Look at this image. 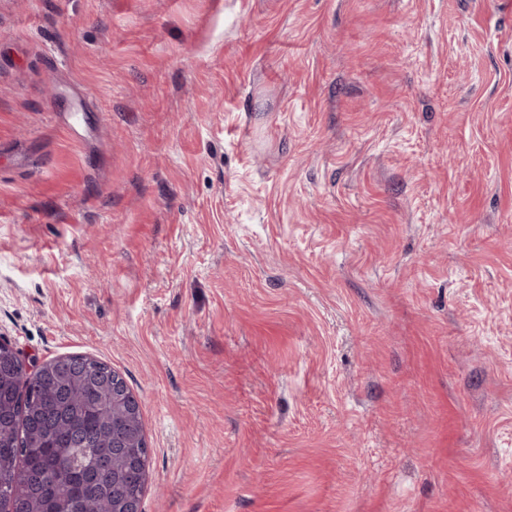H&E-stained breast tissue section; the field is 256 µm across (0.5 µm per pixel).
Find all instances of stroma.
I'll list each match as a JSON object with an SVG mask.
<instances>
[{
    "mask_svg": "<svg viewBox=\"0 0 512 512\" xmlns=\"http://www.w3.org/2000/svg\"><path fill=\"white\" fill-rule=\"evenodd\" d=\"M0 337L142 512H512V0H0Z\"/></svg>",
    "mask_w": 512,
    "mask_h": 512,
    "instance_id": "obj_1",
    "label": "stroma"
}]
</instances>
